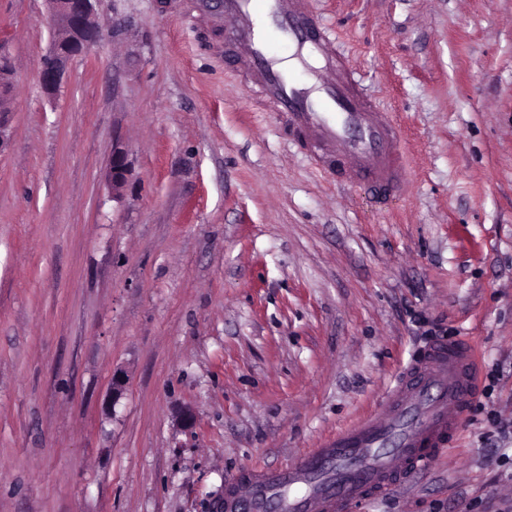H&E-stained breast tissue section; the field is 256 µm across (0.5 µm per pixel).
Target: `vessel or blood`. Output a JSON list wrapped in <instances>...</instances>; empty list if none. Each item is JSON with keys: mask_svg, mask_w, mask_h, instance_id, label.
Instances as JSON below:
<instances>
[{"mask_svg": "<svg viewBox=\"0 0 512 512\" xmlns=\"http://www.w3.org/2000/svg\"><path fill=\"white\" fill-rule=\"evenodd\" d=\"M224 46L279 112L289 140L325 177L390 202L407 182L405 142L390 113L365 98L337 33L310 0H224ZM298 59L307 80L283 68ZM475 349L433 344L387 392V408L360 418L279 469L243 470L224 491L226 512H345L406 475L428 470L456 436L477 392Z\"/></svg>", "mask_w": 512, "mask_h": 512, "instance_id": "1", "label": "vessel or blood"}]
</instances>
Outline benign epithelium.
I'll return each instance as SVG.
<instances>
[{"label":"benign epithelium","instance_id":"obj_1","mask_svg":"<svg viewBox=\"0 0 512 512\" xmlns=\"http://www.w3.org/2000/svg\"><path fill=\"white\" fill-rule=\"evenodd\" d=\"M50 10L52 44L41 60L38 80L43 92L52 97L63 83L70 61L94 45L101 33V25L93 12L92 0H46ZM13 63L7 49H0V112L8 111L12 98V84L8 77ZM128 172L127 154L116 144L112 146L108 179L112 195L120 194Z\"/></svg>","mask_w":512,"mask_h":512}]
</instances>
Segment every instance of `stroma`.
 Listing matches in <instances>:
<instances>
[{"label":"stroma","mask_w":512,"mask_h":512,"mask_svg":"<svg viewBox=\"0 0 512 512\" xmlns=\"http://www.w3.org/2000/svg\"><path fill=\"white\" fill-rule=\"evenodd\" d=\"M311 6L404 130L412 175L387 206L289 144L217 6L97 0L102 36L50 97L45 0H0V512H220L240 469L381 413L448 339L497 369L492 397L351 512L512 501V440L485 422L512 421V0ZM13 72V63L10 53L4 47L0 49V112H9L7 103L12 98V84L8 81ZM128 172L127 154L124 149L116 144L112 146V157L109 164L108 179L112 188V195L120 194L124 187Z\"/></svg>","instance_id":"1"}]
</instances>
